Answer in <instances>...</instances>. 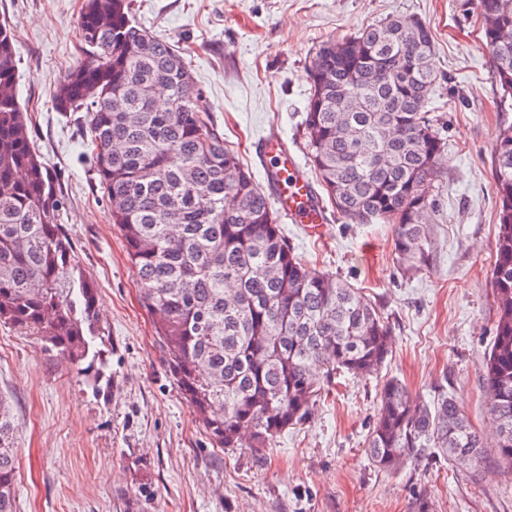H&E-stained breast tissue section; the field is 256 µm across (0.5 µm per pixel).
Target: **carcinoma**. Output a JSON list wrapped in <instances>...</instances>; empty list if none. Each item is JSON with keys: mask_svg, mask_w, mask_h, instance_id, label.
<instances>
[{"mask_svg": "<svg viewBox=\"0 0 512 512\" xmlns=\"http://www.w3.org/2000/svg\"><path fill=\"white\" fill-rule=\"evenodd\" d=\"M501 97L512 99V0H470ZM87 59L55 83L60 112H82L87 155L124 238L143 306L172 377L212 441L261 451L313 414L336 375L377 372L393 330L350 283L311 271L284 236L270 194L224 142L185 59L133 20L131 0H85ZM420 19L361 27L315 52L306 76L307 158L332 209L351 224H391L401 260L427 270L430 184L445 141L428 104L437 75ZM12 32L0 23V323L34 336L99 392L108 367L98 288L58 223L62 202L34 149L17 94ZM167 107L156 106L158 92ZM496 304L484 391L496 459L512 472V124L492 151ZM394 473L432 454L476 467L487 445L444 386L410 400L388 380L366 439ZM14 426L0 397V512H16Z\"/></svg>", "mask_w": 512, "mask_h": 512, "instance_id": "1", "label": "carcinoma"}]
</instances>
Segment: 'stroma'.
<instances>
[{
    "instance_id": "1",
    "label": "stroma",
    "mask_w": 512,
    "mask_h": 512,
    "mask_svg": "<svg viewBox=\"0 0 512 512\" xmlns=\"http://www.w3.org/2000/svg\"><path fill=\"white\" fill-rule=\"evenodd\" d=\"M83 0H0L14 33L18 98L56 180L82 269L99 292L109 367L93 392L39 340L0 326V395L15 424L16 512H512V474L494 457L479 470L430 457L397 473L376 469L365 439L389 379L430 400L439 385L493 443L483 392L494 336L490 257L497 233L492 146L512 123L466 0H134V19L176 44L227 144L264 181L260 142L282 138L307 163L306 70L318 47L390 16L431 29L438 84L432 114L447 148L431 217L433 261H399L389 224L327 216L321 237L282 219L309 267L347 279L391 324L394 346L366 377L340 376L312 417L272 447H215L171 377L139 301L124 239L84 154L82 115L51 90L80 58Z\"/></svg>"
}]
</instances>
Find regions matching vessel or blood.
<instances>
[{
	"mask_svg": "<svg viewBox=\"0 0 512 512\" xmlns=\"http://www.w3.org/2000/svg\"><path fill=\"white\" fill-rule=\"evenodd\" d=\"M261 147L264 155L276 161L275 203L279 210L291 222L305 225L310 235H320L326 216L315 198L311 183L301 174L296 162L289 158L280 141L266 139Z\"/></svg>",
	"mask_w": 512,
	"mask_h": 512,
	"instance_id": "obj_1",
	"label": "vessel or blood"
}]
</instances>
